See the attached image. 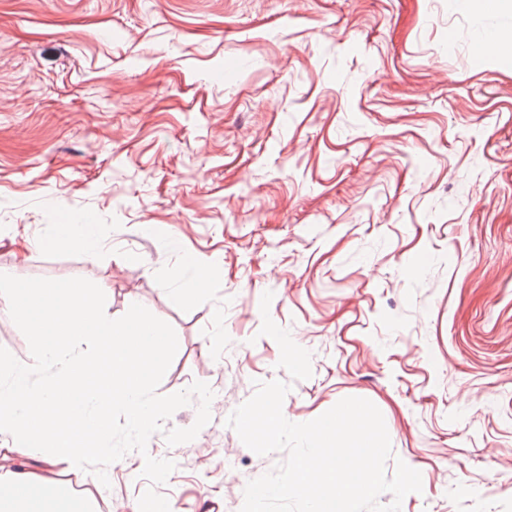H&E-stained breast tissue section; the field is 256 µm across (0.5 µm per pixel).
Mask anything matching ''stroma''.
<instances>
[{"label":"stroma","mask_w":512,"mask_h":512,"mask_svg":"<svg viewBox=\"0 0 512 512\" xmlns=\"http://www.w3.org/2000/svg\"><path fill=\"white\" fill-rule=\"evenodd\" d=\"M486 37L512 0H0V278L139 301L169 339L149 438L116 420L121 460L57 480L101 512H241L286 458L225 424L290 381L270 291L311 354L290 422L368 399L386 473L422 476L401 512H512V57ZM89 222L97 252L42 244ZM0 357L56 374L1 312Z\"/></svg>","instance_id":"35a3bbf8"}]
</instances>
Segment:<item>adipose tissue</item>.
I'll return each instance as SVG.
<instances>
[{
  "label": "adipose tissue",
  "instance_id": "1",
  "mask_svg": "<svg viewBox=\"0 0 512 512\" xmlns=\"http://www.w3.org/2000/svg\"><path fill=\"white\" fill-rule=\"evenodd\" d=\"M0 311L16 316L59 368L38 386L27 366L0 358V460L13 463L0 473V512H97L91 492L62 487L53 472L103 453L114 416L149 433L158 404L144 389L165 337L136 303L125 321H112L92 288L52 286L32 297L0 282Z\"/></svg>",
  "mask_w": 512,
  "mask_h": 512
}]
</instances>
